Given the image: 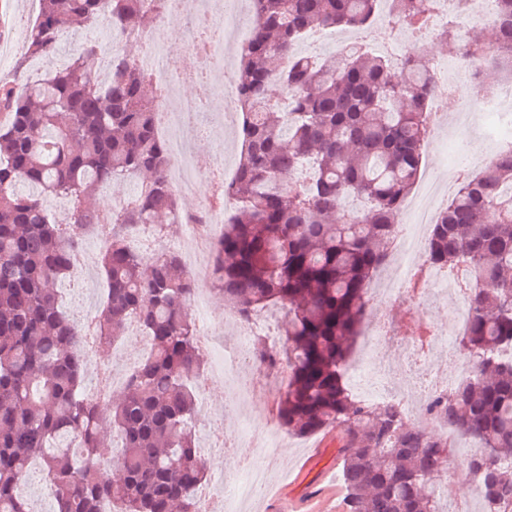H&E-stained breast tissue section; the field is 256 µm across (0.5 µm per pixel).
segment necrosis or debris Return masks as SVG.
<instances>
[{
    "label": "necrosis or debris",
    "instance_id": "1",
    "mask_svg": "<svg viewBox=\"0 0 512 512\" xmlns=\"http://www.w3.org/2000/svg\"><path fill=\"white\" fill-rule=\"evenodd\" d=\"M255 16L253 0H167L166 7L153 26L141 32L136 41L140 52L138 64L151 76L157 97L156 127L167 144L169 179L179 197L193 200L188 210H178L176 223L183 227L181 237L168 239L149 232L135 240L145 259L158 252H178L193 279L195 288L191 306L196 316L199 336L205 341L223 340L224 354L213 362L197 385L199 423L206 431L201 441L202 455L221 458L223 473L211 486L200 488L198 512H241L246 502L255 500L266 488L275 463L285 452V440L267 414L247 411L237 417L232 432L218 434L207 424L215 416L211 394L214 384H223L225 404L241 405L262 395H278L283 376L278 370L258 369L253 360L256 338H264L270 350H279L281 339L262 323L239 322L233 309L215 310L211 289V250L223 232L224 217L234 203L224 194V187L234 174L224 164V115L236 111L234 54L248 42ZM183 31L189 46L207 39L208 52L202 59L196 92L179 95L185 84V71L165 52L167 36ZM435 74L454 71L474 89L471 100L460 103L461 116L479 112L491 117L487 135L495 150L512 151V81H502L493 88L482 84L479 66L468 59L447 62L430 59ZM204 131L214 145L212 154L198 158L185 151V142L196 131ZM414 222L397 224L391 248L398 257L388 282L369 291L368 306L362 326L364 348L361 358L347 366L351 393L369 404H399L407 418L426 430L438 424L412 394L411 384L401 382L402 369L415 366L430 386L429 396L449 394L467 376L461 368L460 355L447 350L467 325L469 279L446 270H432L424 288H410L414 270L423 266V231L434 223L433 207L416 204ZM448 303V321H434L433 305ZM399 346L400 364L386 361L384 353ZM149 341L138 337L135 347L120 342L112 347L111 359H103L97 350L84 348L83 359L91 393L102 385L119 389L146 354Z\"/></svg>",
    "mask_w": 512,
    "mask_h": 512
}]
</instances>
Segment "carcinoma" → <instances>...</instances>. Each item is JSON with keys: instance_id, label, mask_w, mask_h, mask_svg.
<instances>
[{"instance_id": "1", "label": "carcinoma", "mask_w": 512, "mask_h": 512, "mask_svg": "<svg viewBox=\"0 0 512 512\" xmlns=\"http://www.w3.org/2000/svg\"><path fill=\"white\" fill-rule=\"evenodd\" d=\"M142 0H39L14 78L0 80V512H32L18 486L40 464L54 512H197L205 479L198 452L195 380L203 367L189 300L193 282L179 256L152 261L129 244L147 227L161 235L177 207L170 158L155 128V96L133 57L87 39L38 79L28 59L55 56L75 27L106 20L126 41L151 25ZM254 0L253 39L241 50L237 102L243 113L236 176L224 189L234 207L212 256L213 287L243 320L285 310L276 353L260 340L256 367L286 364L276 411L283 428L336 430L343 512H440L448 438L426 432L395 405H368L346 389L344 371L359 336L371 279L389 258L391 235L420 174L436 77L423 55L396 62L364 45L327 55L298 50L327 29L370 32L382 19L396 32L425 27L435 0ZM495 61L485 78L512 74V0H500ZM448 12L441 37L457 55L485 44L462 38ZM109 60V83L97 64ZM138 180L134 200L112 211L100 256L107 295L94 318L102 349L135 318L151 352L116 400L84 387L81 334L59 301L77 281L73 257L101 222L95 191ZM512 153L465 181L431 225L425 259L471 267L466 331L458 342L472 375L427 411L482 451L464 462L483 512L512 504ZM53 198L69 203L64 220ZM362 199L357 214L346 200ZM121 441V477L98 456L103 402Z\"/></svg>"}]
</instances>
